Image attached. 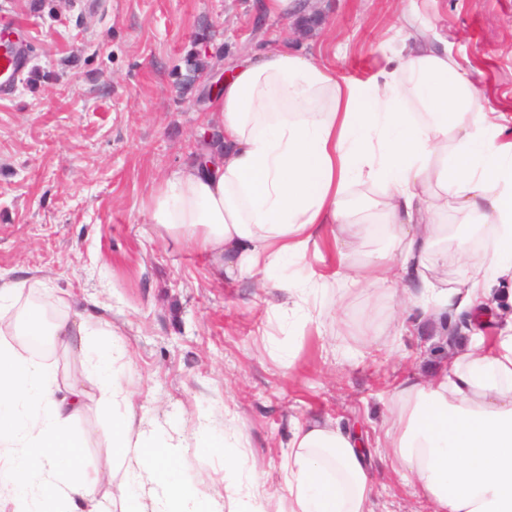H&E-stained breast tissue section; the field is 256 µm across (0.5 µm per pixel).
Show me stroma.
Instances as JSON below:
<instances>
[{
  "label": "stroma",
  "instance_id": "stroma-1",
  "mask_svg": "<svg viewBox=\"0 0 512 512\" xmlns=\"http://www.w3.org/2000/svg\"><path fill=\"white\" fill-rule=\"evenodd\" d=\"M318 25L257 15L253 0H0V24L22 22L29 64L0 98V273L25 282L16 311L42 300L57 314L105 313L122 336L116 363L142 417L180 414L176 463L204 491L222 488L217 458L197 446L196 416L236 442V455L265 484V512H288L281 461L295 422L332 418L373 450L375 512H427L377 450L393 395L408 377L440 370L460 353L441 322L407 307L393 319L386 286L308 292L312 320L267 307L248 281L216 279L192 241H166L147 208L161 179L194 155L208 112L196 105L223 73L188 80L190 56L237 58L291 31L302 49L324 46L338 78L371 79L397 49L401 14L446 38L474 91L512 131V0H317ZM382 185L350 183L345 200L359 238L354 265L391 253L376 208ZM456 232L423 269L431 287L455 289L466 266L448 246L487 251L449 212Z\"/></svg>",
  "mask_w": 512,
  "mask_h": 512
}]
</instances>
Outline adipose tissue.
Listing matches in <instances>:
<instances>
[{"mask_svg":"<svg viewBox=\"0 0 512 512\" xmlns=\"http://www.w3.org/2000/svg\"><path fill=\"white\" fill-rule=\"evenodd\" d=\"M402 46L368 82L338 80L312 54L285 41L240 57L213 97L220 140L213 163H188L153 196L148 216L163 238H194L230 281L262 275L280 312L303 310L306 284L269 279L306 261L327 240L332 276L367 288L399 275L425 313L434 306H488L492 286L512 274V142H499L502 113L471 90L448 44L401 16ZM385 187L377 205L397 256L351 266L348 183ZM457 211L496 236L481 257L461 249L464 291L431 294L420 269ZM63 347L85 379L59 395L41 358ZM123 356L109 322L76 312L54 320L33 308L0 325V501L18 512H263L262 487L224 464L223 494L201 499L176 468L178 418L139 426L135 402L114 364ZM108 421L111 462L88 474V433L74 425L89 401ZM387 457L409 474L430 512H512V325L471 337L459 360L428 378L404 380L394 396ZM370 453L331 420L295 425L288 441L289 512H374Z\"/></svg>","mask_w":512,"mask_h":512,"instance_id":"obj_1","label":"adipose tissue"}]
</instances>
